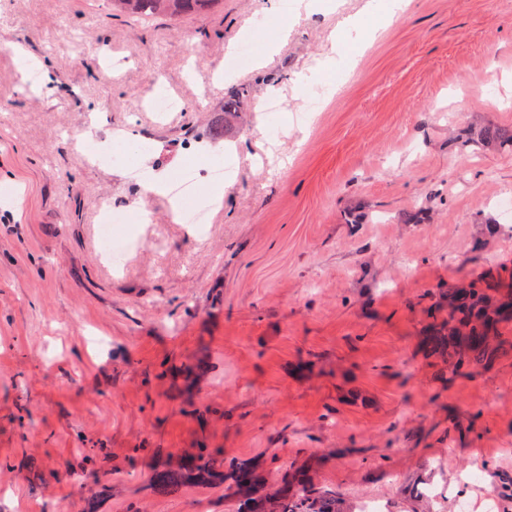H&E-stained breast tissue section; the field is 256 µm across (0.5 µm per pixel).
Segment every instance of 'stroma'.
I'll return each instance as SVG.
<instances>
[{
  "mask_svg": "<svg viewBox=\"0 0 512 512\" xmlns=\"http://www.w3.org/2000/svg\"><path fill=\"white\" fill-rule=\"evenodd\" d=\"M268 2L137 22L106 0H0V512H241V466L263 498L305 469L335 512L512 497V320L486 365L429 344L459 321L449 288L512 298L493 206L512 152L456 150L463 129L512 126V0H410L374 42L335 46L364 0H278L283 41ZM245 45L254 64L214 83ZM161 95L177 109L155 112ZM224 142L234 176L220 208L195 198L196 234L113 160L172 180ZM205 454L209 482L157 485Z\"/></svg>",
  "mask_w": 512,
  "mask_h": 512,
  "instance_id": "35a3bbf8",
  "label": "stroma"
}]
</instances>
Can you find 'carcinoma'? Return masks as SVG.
<instances>
[{"label":"carcinoma","instance_id":"cac0c4a2","mask_svg":"<svg viewBox=\"0 0 512 512\" xmlns=\"http://www.w3.org/2000/svg\"><path fill=\"white\" fill-rule=\"evenodd\" d=\"M111 9L132 18L163 16L179 19L206 13L223 0H107ZM512 150V127L488 126L479 131L468 130L457 141L460 152L468 157L480 154L485 146ZM448 300L456 305L463 318L448 335L437 334L438 346H448V358H469L476 363L492 359L491 340L496 337L500 320L512 315V304L505 301L494 307L474 288H454ZM213 461L200 458L184 473L186 480H201L212 469ZM333 494L313 487L295 474L283 471L280 492L273 512H333L330 502Z\"/></svg>","mask_w":512,"mask_h":512}]
</instances>
